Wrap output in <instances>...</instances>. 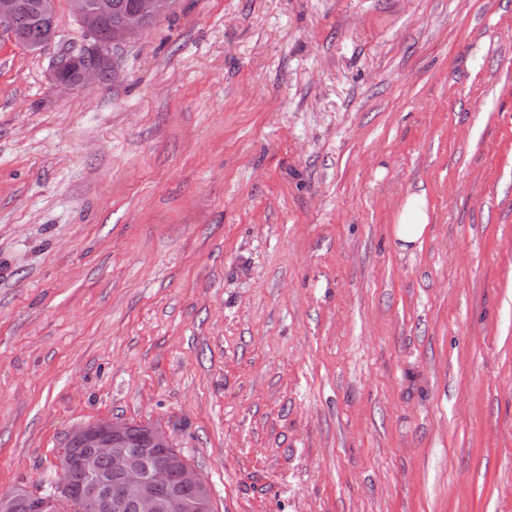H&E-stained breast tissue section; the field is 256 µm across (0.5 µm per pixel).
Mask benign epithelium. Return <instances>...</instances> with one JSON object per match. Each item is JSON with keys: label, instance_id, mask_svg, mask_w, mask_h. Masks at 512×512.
Returning <instances> with one entry per match:
<instances>
[{"label": "benign epithelium", "instance_id": "obj_1", "mask_svg": "<svg viewBox=\"0 0 512 512\" xmlns=\"http://www.w3.org/2000/svg\"><path fill=\"white\" fill-rule=\"evenodd\" d=\"M69 4L84 32V66L75 83L54 76L55 87L63 90L103 83L112 68V43L142 31L157 14V0H139L121 26L100 42L98 21L112 18V0H69ZM21 8V0H0V29L20 42L25 36L15 19ZM130 426L124 420L99 419L72 428L56 462L53 489L3 493L0 512H212L206 480L176 448L166 427L159 421L142 423L148 447L134 448L126 437ZM102 460L109 461L114 481L97 479ZM74 471L93 480L76 485L71 480Z\"/></svg>", "mask_w": 512, "mask_h": 512}]
</instances>
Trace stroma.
Listing matches in <instances>:
<instances>
[{"label": "stroma", "mask_w": 512, "mask_h": 512, "mask_svg": "<svg viewBox=\"0 0 512 512\" xmlns=\"http://www.w3.org/2000/svg\"><path fill=\"white\" fill-rule=\"evenodd\" d=\"M83 42L0 41V493L118 418L216 512H512V0H177L56 89ZM422 197L423 195L411 196L407 203L406 214L399 224H393V239L403 250L421 243L427 231L426 216L419 208Z\"/></svg>", "instance_id": "1"}]
</instances>
